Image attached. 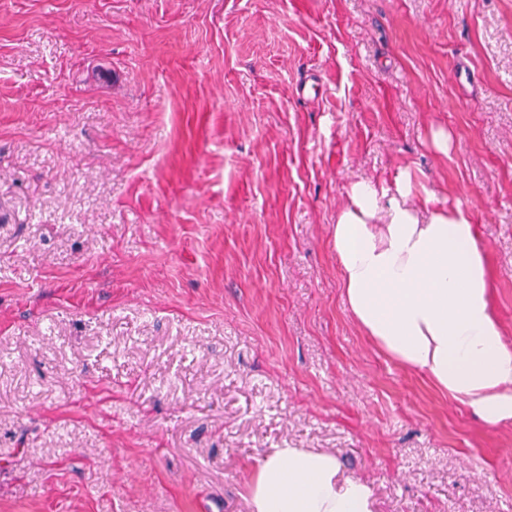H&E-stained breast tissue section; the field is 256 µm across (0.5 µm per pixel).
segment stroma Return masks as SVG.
Wrapping results in <instances>:
<instances>
[{
  "label": "stroma",
  "instance_id": "stroma-1",
  "mask_svg": "<svg viewBox=\"0 0 512 512\" xmlns=\"http://www.w3.org/2000/svg\"><path fill=\"white\" fill-rule=\"evenodd\" d=\"M402 177L470 210L512 347V0H0V512H250L277 448L512 512V422L343 298L350 187Z\"/></svg>",
  "mask_w": 512,
  "mask_h": 512
}]
</instances>
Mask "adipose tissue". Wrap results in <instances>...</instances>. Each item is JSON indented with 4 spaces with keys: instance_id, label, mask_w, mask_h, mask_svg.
I'll list each match as a JSON object with an SVG mask.
<instances>
[{
    "instance_id": "obj_1",
    "label": "adipose tissue",
    "mask_w": 512,
    "mask_h": 512,
    "mask_svg": "<svg viewBox=\"0 0 512 512\" xmlns=\"http://www.w3.org/2000/svg\"><path fill=\"white\" fill-rule=\"evenodd\" d=\"M410 180L386 199L350 188L332 239L349 310L390 359L425 372L489 424L512 422V347L490 307L487 254L470 212L421 214ZM334 454L278 448L255 467L250 512H373L365 482L340 479Z\"/></svg>"
}]
</instances>
